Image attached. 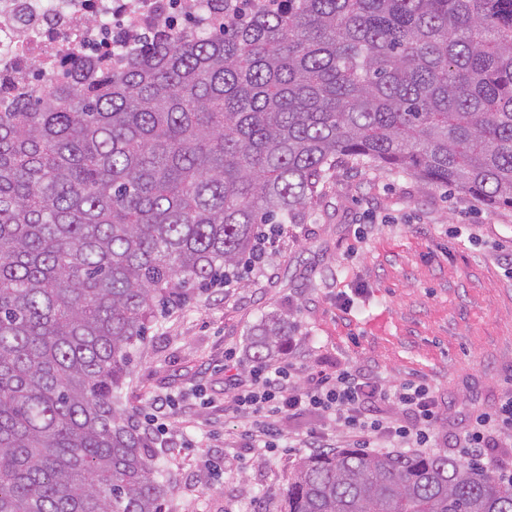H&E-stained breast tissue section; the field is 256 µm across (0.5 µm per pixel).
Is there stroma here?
I'll return each instance as SVG.
<instances>
[{
  "label": "stroma",
  "mask_w": 512,
  "mask_h": 512,
  "mask_svg": "<svg viewBox=\"0 0 512 512\" xmlns=\"http://www.w3.org/2000/svg\"><path fill=\"white\" fill-rule=\"evenodd\" d=\"M269 252L244 283L195 290L156 316L134 359L122 397L167 488L164 512H283L307 454L300 438L332 429L306 411L281 420L282 454L240 439L224 354L248 371L249 335L266 314L291 324L268 364L292 367L298 383L347 367L386 387L423 377L447 402L435 442L448 457L474 410L512 396V208L340 166Z\"/></svg>",
  "instance_id": "obj_1"
}]
</instances>
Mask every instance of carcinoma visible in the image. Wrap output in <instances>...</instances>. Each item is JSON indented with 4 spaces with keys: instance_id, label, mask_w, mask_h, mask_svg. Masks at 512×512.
I'll return each mask as SVG.
<instances>
[{
    "instance_id": "obj_1",
    "label": "carcinoma",
    "mask_w": 512,
    "mask_h": 512,
    "mask_svg": "<svg viewBox=\"0 0 512 512\" xmlns=\"http://www.w3.org/2000/svg\"><path fill=\"white\" fill-rule=\"evenodd\" d=\"M0 112V512H163L121 402L158 307L243 280L329 172L512 207V0H280ZM266 316L254 358L283 351ZM284 512H512L446 454L330 448Z\"/></svg>"
}]
</instances>
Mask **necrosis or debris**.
Instances as JSON below:
<instances>
[{
  "mask_svg": "<svg viewBox=\"0 0 512 512\" xmlns=\"http://www.w3.org/2000/svg\"><path fill=\"white\" fill-rule=\"evenodd\" d=\"M224 14V0H0V79L42 97L75 57L109 53L117 75L144 38L210 29Z\"/></svg>",
  "mask_w": 512,
  "mask_h": 512,
  "instance_id": "1",
  "label": "necrosis or debris"
}]
</instances>
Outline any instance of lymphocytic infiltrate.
I'll return each mask as SVG.
<instances>
[{"instance_id": "obj_1", "label": "lymphocytic infiltrate", "mask_w": 512, "mask_h": 512, "mask_svg": "<svg viewBox=\"0 0 512 512\" xmlns=\"http://www.w3.org/2000/svg\"><path fill=\"white\" fill-rule=\"evenodd\" d=\"M224 378L234 390V409L250 420L243 437L260 439L271 451L278 446L279 422L297 411L321 413L338 430L361 438L367 448L381 441L404 448H432L444 415L441 402L426 383L414 381L392 391L372 384L353 368L320 374L306 388L299 387L290 372L264 365L244 375L228 364ZM379 401L394 404L398 417L388 420L375 415ZM504 440L512 441V399L494 410L474 411L458 441L459 453L473 458Z\"/></svg>"}]
</instances>
